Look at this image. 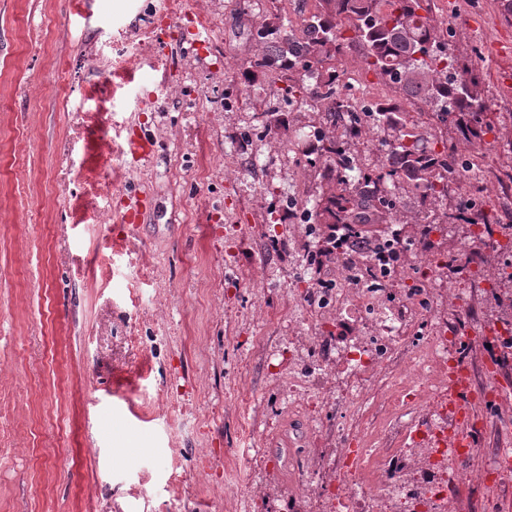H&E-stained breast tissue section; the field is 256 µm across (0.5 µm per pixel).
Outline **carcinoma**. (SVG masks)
<instances>
[{"mask_svg":"<svg viewBox=\"0 0 512 512\" xmlns=\"http://www.w3.org/2000/svg\"><path fill=\"white\" fill-rule=\"evenodd\" d=\"M321 9L303 20V34L295 36L286 28H270L260 33L266 53L261 63L283 61L288 70H300L297 83L288 93L316 98L320 86L326 114L345 122L350 136L361 133L362 117L348 112L336 94V74L314 67L342 56L353 45L362 46L368 65L389 78L408 99H423L439 107L443 116L463 112L465 133L478 138L483 133L487 106L477 91L473 71L461 68L445 52L444 33L418 14L422 0H318ZM373 120L398 132L392 153L382 166L362 173L363 190L355 193L345 171L356 169L335 139L323 147L324 170L334 173V189L325 207L315 212V220L327 224H363L380 222L383 212L392 206L389 186L399 180L412 182L436 194L448 183L449 153L455 144L436 151L424 146L420 132L409 124L408 116L397 107L374 109Z\"/></svg>","mask_w":512,"mask_h":512,"instance_id":"carcinoma-1","label":"carcinoma"}]
</instances>
